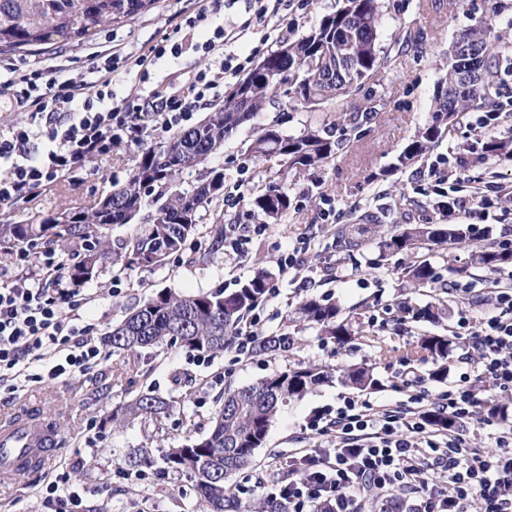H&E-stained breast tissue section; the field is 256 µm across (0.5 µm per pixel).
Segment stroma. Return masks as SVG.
Returning <instances> with one entry per match:
<instances>
[{
    "label": "stroma",
    "instance_id": "35a3bbf8",
    "mask_svg": "<svg viewBox=\"0 0 512 512\" xmlns=\"http://www.w3.org/2000/svg\"><path fill=\"white\" fill-rule=\"evenodd\" d=\"M378 48L389 62L364 79L359 90L325 103L319 110L294 105L284 98L257 113L251 126L238 130L213 154L205 167L184 171L179 186L191 188L205 169L223 171L224 185L235 188L217 209L228 224H256L249 256L237 263L214 241L210 225H199L179 253L159 267L138 265L119 269L105 265L88 285L97 301L89 313L93 335L103 344V357L88 373L28 383L16 392H0V411L37 404L55 412L66 426L62 454L43 474L26 472L0 489V512H41V496L50 482L68 474L80 494L81 512H205L192 482L168 469L163 456L169 446L186 435L187 428L206 433L226 388L252 384L273 372L301 362L333 368L365 366L377 380L374 388L359 390L340 381L316 387L304 398L284 404L273 421L266 443L256 449L249 467L237 476L243 500L259 502L273 487L288 481L297 452L331 448L336 441L309 428L310 421L341 406L345 399L390 407L409 405L418 390L427 404L437 403L450 381L470 368L473 349L465 339L448 359L444 382L432 380L431 360L413 355L426 334L452 335L459 308L473 318L489 309L487 285L491 272L475 268L472 245L437 247L425 257L438 278L422 288L407 287L403 268L407 255L386 254L382 241L394 224H435L437 200L427 166L447 162L453 176L465 186L486 181L512 189V161L486 153L482 122L497 125L496 134L512 137V74L500 72L497 100L505 110L494 115L473 111L430 152L426 161L406 167L398 157L419 129L432 123L439 82L448 70V48L456 34L497 10L512 19V0H379ZM198 0H159L157 6L123 24L98 33L82 44H61L43 51L0 54V67L21 70H65L73 78L87 74L95 56L120 51L138 56L149 46L169 39L177 55L154 60L147 89L164 96L183 93L198 71L212 64L199 48L201 31H176L181 14L197 10ZM338 0H288L281 7L273 38H265L261 25L245 0H223L214 14L224 28L250 24L248 45L253 61L275 51L335 12ZM278 122L287 135H299L317 125L336 143L334 157L315 168H286L272 155L259 160L249 146L254 127ZM146 147L145 142L123 139L112 152L91 161L75 180L59 181L35 198L22 199L0 212V224H34L50 214L89 209L113 182L124 180ZM285 188L292 205L278 223L265 222L251 204L254 191ZM453 223L472 225L477 237L512 240V200L482 207L471 202L455 211ZM297 247L300 274L306 286L280 278L278 256ZM271 272L277 285L259 305L257 333L266 336L283 330L296 336L288 357L240 355L227 349L199 355L176 344H162L134 354L112 352L104 342L113 326L161 290L182 294L232 291L256 266ZM470 284L468 296L453 291L454 283ZM314 296L336 305L351 336L339 342L321 336L306 323L291 321L298 303ZM431 305L442 309L436 323L413 319V309ZM153 392L176 400L177 406L158 422L134 420L115 428L108 421L113 409L138 394ZM149 449L150 467H130L127 460L138 449Z\"/></svg>",
    "mask_w": 512,
    "mask_h": 512
}]
</instances>
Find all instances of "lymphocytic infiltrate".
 Returning <instances> with one entry per match:
<instances>
[{"instance_id": "lymphocytic-infiltrate-1", "label": "lymphocytic infiltrate", "mask_w": 512, "mask_h": 512, "mask_svg": "<svg viewBox=\"0 0 512 512\" xmlns=\"http://www.w3.org/2000/svg\"><path fill=\"white\" fill-rule=\"evenodd\" d=\"M126 58L112 52L81 79L0 71V94L13 92L18 106L31 107L30 120L0 134V209L47 189L58 179L107 155L123 138H151L157 130L178 129L214 96L209 73L196 74L186 93L162 101L154 112L135 109L130 100L112 101V77ZM44 142L31 157L30 142ZM63 263L54 251L36 248L0 262V388L13 392L18 382L84 373L102 353L95 344L86 311L95 301L84 289H56ZM490 312L472 322L460 312L456 335L466 337L477 356L473 378L450 383L437 406L453 425L441 434L416 394L409 406L390 409L348 400L334 416L312 420L311 429L334 433L335 448L299 458L300 477L275 495L285 512H359L373 493L388 499L397 491L419 494L421 512H512V421L492 426L497 451L472 446L460 424L473 420L481 383L512 397V283L494 280Z\"/></svg>"}]
</instances>
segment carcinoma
Returning a JSON list of instances; mask_svg holds the SVG:
<instances>
[{
	"label": "carcinoma",
	"instance_id": "cac0c4a2",
	"mask_svg": "<svg viewBox=\"0 0 512 512\" xmlns=\"http://www.w3.org/2000/svg\"><path fill=\"white\" fill-rule=\"evenodd\" d=\"M156 0H0V53L33 46L80 43L98 31L132 19L149 9ZM380 19L378 0H344L336 12L322 17L308 34L294 41L297 52L283 57L274 51L265 59L269 69L283 76L282 84L258 72L238 93L208 108L195 125L143 151L127 179L113 185L109 200L87 211L69 212L66 224L54 223L55 216L38 224H0V255L23 246H42L68 251L82 243L80 259L64 272L73 286L96 280L103 261L112 252L108 230L125 223V213H141L147 198L155 210L137 226L124 260L128 264L153 267L179 251L196 232L209 206L224 195V172L211 169L192 189H175L186 169L207 162L224 148L226 140L278 97L294 98L311 109L348 93L355 85L384 67L387 57L377 48ZM501 19L493 12L477 25L463 30L449 51L448 72L435 96V120L423 128L405 147L399 163L411 165L425 158L449 128L466 112L495 106L500 36L495 34ZM467 49L476 59L474 86L461 89L466 63L455 56ZM250 150L261 158L275 154L288 167L310 168L327 162L336 154V144L326 132L310 127L298 136L286 135L270 125L256 132ZM254 207L267 219L279 220L290 207L285 190L258 191ZM193 219H188V214ZM472 227L464 224H402L387 233L383 246L391 253L409 252L413 260L405 268V282L417 288L436 279L434 267L419 256L432 244L463 243L473 239ZM474 265L490 271L512 267V249L480 245L473 253ZM269 271L259 267L253 276L230 293L224 291L176 294L160 291L112 329L109 342L122 352L150 348L164 341L199 354L214 355L233 345L242 318L265 295ZM339 310L317 298L303 300L295 314L298 320L314 324L320 332L339 342L349 336L347 325L338 320ZM295 344L288 332L258 338L252 352L282 357ZM456 342L451 336L421 337L415 353L435 362L429 376L435 381L448 378V359ZM332 372L316 365L299 364L274 372L259 381L224 390L221 407L211 420L209 431L185 439V447L171 448L164 455L168 468L189 478L210 512H253L236 494L231 482L247 467L256 449L263 446L281 405L304 397L314 387L329 381ZM343 382L367 389L376 381L366 367L343 370ZM172 408L170 401L142 393L126 407L112 413L115 427L127 420H149Z\"/></svg>",
	"mask_w": 512,
	"mask_h": 512
}]
</instances>
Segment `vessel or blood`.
Here are the masks:
<instances>
[{
  "mask_svg": "<svg viewBox=\"0 0 512 512\" xmlns=\"http://www.w3.org/2000/svg\"><path fill=\"white\" fill-rule=\"evenodd\" d=\"M59 445L58 437L41 418L31 415L22 420L0 416V475L11 476L22 464L46 469Z\"/></svg>",
  "mask_w": 512,
  "mask_h": 512,
  "instance_id": "vessel-or-blood-1",
  "label": "vessel or blood"
}]
</instances>
